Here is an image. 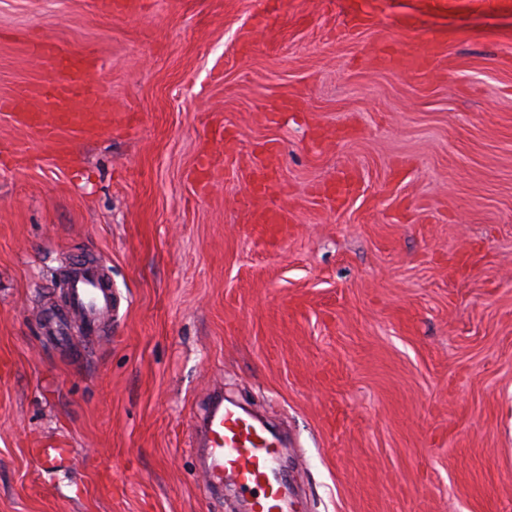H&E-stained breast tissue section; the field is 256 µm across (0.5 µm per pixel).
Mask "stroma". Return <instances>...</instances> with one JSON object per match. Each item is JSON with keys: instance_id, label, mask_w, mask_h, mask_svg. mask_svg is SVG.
Returning a JSON list of instances; mask_svg holds the SVG:
<instances>
[{"instance_id": "1", "label": "stroma", "mask_w": 512, "mask_h": 512, "mask_svg": "<svg viewBox=\"0 0 512 512\" xmlns=\"http://www.w3.org/2000/svg\"><path fill=\"white\" fill-rule=\"evenodd\" d=\"M148 2L0 0V98L53 79L34 37L112 97L66 168L0 114V512H240L191 439L218 385L287 431L289 512H512V0ZM426 34L428 75L381 63ZM79 259L124 301L61 346ZM145 2L139 0H97L96 7L99 12L115 19H122L140 14ZM277 150L268 147L260 153L250 169V185L252 192H260L265 185L278 174L275 164ZM248 221L263 227L265 224H286L288 213L281 208L267 207L264 204H253L248 209ZM29 453L43 470L50 472L68 468L74 458V451L70 448H33Z\"/></svg>"}]
</instances>
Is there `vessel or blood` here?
Instances as JSON below:
<instances>
[{
	"instance_id": "vessel-or-blood-1",
	"label": "vessel or blood",
	"mask_w": 512,
	"mask_h": 512,
	"mask_svg": "<svg viewBox=\"0 0 512 512\" xmlns=\"http://www.w3.org/2000/svg\"><path fill=\"white\" fill-rule=\"evenodd\" d=\"M102 14L122 19L139 14L142 0H96ZM439 39L422 43L410 63L420 74H428ZM39 57L51 65V82L22 86L9 98L0 99V112L40 138L56 143V157L67 161L70 139H91L102 129V116L110 102V89L91 75L92 59L82 52H69L51 40L41 41ZM277 150L269 147L260 153L250 169L252 191H261L278 174ZM250 223L284 224L288 213L261 203L248 209ZM70 306L52 318L48 328L59 339H66L69 315L76 314L88 325L117 314L120 303L112 289L109 269L86 263L75 269L69 281ZM201 432L208 448L207 477L210 482L232 481L248 504V512H283L286 491L280 470L279 443L265 426L252 418L225 408L216 398L204 414ZM30 454L46 471L68 468L74 458L70 448H34Z\"/></svg>"
}]
</instances>
